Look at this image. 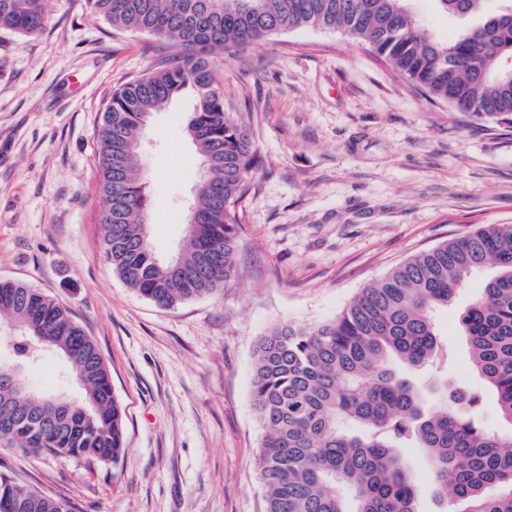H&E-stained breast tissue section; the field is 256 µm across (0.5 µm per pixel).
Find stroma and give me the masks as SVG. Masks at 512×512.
<instances>
[{"label": "stroma", "mask_w": 512, "mask_h": 512, "mask_svg": "<svg viewBox=\"0 0 512 512\" xmlns=\"http://www.w3.org/2000/svg\"><path fill=\"white\" fill-rule=\"evenodd\" d=\"M422 25L456 39L476 18L413 0ZM171 47L116 31L84 0H48L44 30H0V278L53 296L97 344L125 411L119 464L36 456L0 441L19 484L70 512H264V430L254 354L273 327L336 316L411 255L489 224H512V124L460 112L338 31L302 28L226 52L224 108L262 158L238 205L236 274L160 308L107 259L96 121L113 90ZM191 98L151 117L136 162L159 258L174 255L201 178L185 135ZM435 322L452 353L425 388L481 390L458 308Z\"/></svg>", "instance_id": "35a3bbf8"}]
</instances>
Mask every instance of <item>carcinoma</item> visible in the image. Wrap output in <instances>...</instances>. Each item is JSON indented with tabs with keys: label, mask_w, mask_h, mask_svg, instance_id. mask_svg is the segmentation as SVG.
<instances>
[{
	"label": "carcinoma",
	"mask_w": 512,
	"mask_h": 512,
	"mask_svg": "<svg viewBox=\"0 0 512 512\" xmlns=\"http://www.w3.org/2000/svg\"><path fill=\"white\" fill-rule=\"evenodd\" d=\"M448 14L470 15L471 0H438ZM453 42L422 28L404 0H86L112 28L152 35L175 53L123 83L96 128L97 175L105 197L103 248L114 270L139 295L171 307L217 290L235 274L236 205L259 162L246 126L225 111L214 65L224 51L305 27L348 33L434 98L472 113L512 117V0ZM48 0H0V30L41 32ZM189 94L185 127L205 169L195 217L178 256L176 279L153 251L147 183L129 147L151 115ZM493 269L482 292L459 313L470 360L496 400L505 433L485 427L483 393H428L409 371L443 356L434 313L452 304L476 272ZM0 336L15 354L38 334L54 340L68 372L88 373L92 401L53 427L23 420L30 406L0 408V428L19 426L35 455L116 465L126 455L122 408L93 339L48 294L0 279ZM252 398L265 435L261 479L265 512H420L419 486L406 449L424 454L433 497L449 512H512V224H490L421 251L363 288L334 318L313 326L282 325L258 343ZM10 512H69L0 472V499Z\"/></svg>",
	"instance_id": "cac0c4a2"
}]
</instances>
